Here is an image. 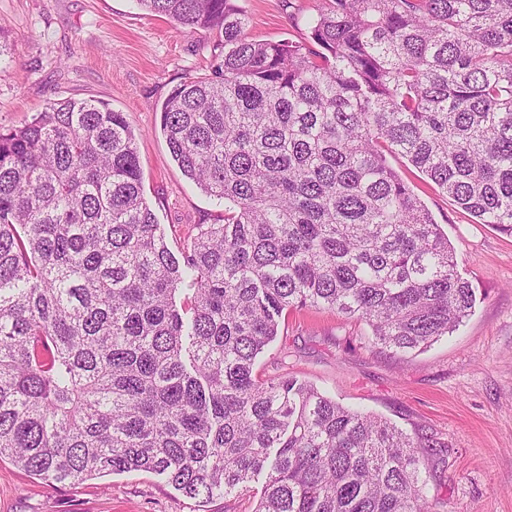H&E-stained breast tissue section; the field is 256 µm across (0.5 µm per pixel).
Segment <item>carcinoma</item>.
<instances>
[{"mask_svg": "<svg viewBox=\"0 0 512 512\" xmlns=\"http://www.w3.org/2000/svg\"><path fill=\"white\" fill-rule=\"evenodd\" d=\"M137 2L223 37L160 125L224 223L172 254L107 102L0 130V460L50 485L147 471L191 499L266 469L254 512H429L431 439L254 366L285 311L356 318L403 353L470 315L387 156L512 236V0H328L304 43L247 36L236 0Z\"/></svg>", "mask_w": 512, "mask_h": 512, "instance_id": "carcinoma-1", "label": "carcinoma"}]
</instances>
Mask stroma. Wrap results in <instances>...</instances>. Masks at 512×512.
Returning a JSON list of instances; mask_svg holds the SVG:
<instances>
[{"instance_id":"35a3bbf8","label":"stroma","mask_w":512,"mask_h":512,"mask_svg":"<svg viewBox=\"0 0 512 512\" xmlns=\"http://www.w3.org/2000/svg\"><path fill=\"white\" fill-rule=\"evenodd\" d=\"M250 37L302 41L326 0H239ZM0 129L29 122L50 102L97 99L137 136L144 195L173 252L224 208L187 179L160 131V111L181 82L211 73L221 38L190 32L136 0H0ZM391 167L447 234L457 270L476 290L471 315L420 353L372 344L370 328L328 310L289 313L257 361L258 376H293L343 405L433 437L419 457L432 512H512V237L474 223L404 158ZM265 474L246 490L205 502L160 476L130 472L48 486L0 461V512H254Z\"/></svg>"}]
</instances>
